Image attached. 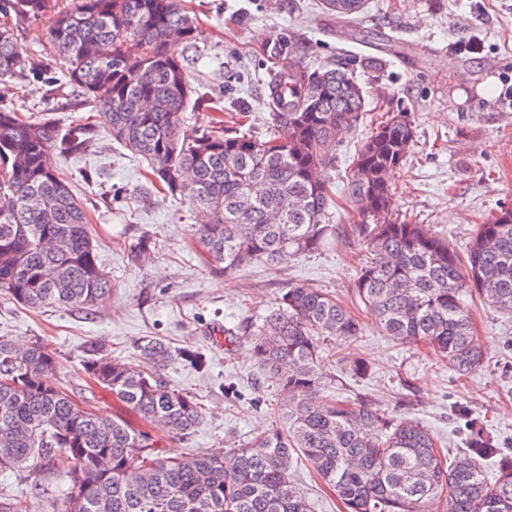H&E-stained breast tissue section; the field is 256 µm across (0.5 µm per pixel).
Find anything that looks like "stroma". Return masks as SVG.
I'll list each match as a JSON object with an SVG mask.
<instances>
[{"label":"stroma","mask_w":512,"mask_h":512,"mask_svg":"<svg viewBox=\"0 0 512 512\" xmlns=\"http://www.w3.org/2000/svg\"><path fill=\"white\" fill-rule=\"evenodd\" d=\"M69 2L55 0L54 8L32 21L11 18L22 58L55 70L47 36ZM180 5L195 17L200 32L197 43L183 51L189 81L218 98L227 126L261 138L273 134L265 98L278 45L290 46L293 58L310 67L342 57L368 91V121L340 136L338 174L349 170L369 121L402 112L416 137L406 162L390 176L400 218L427 225L462 249L484 216L512 207V0H367L359 29L397 38L404 46L400 55L358 41L321 0H180ZM0 103L19 105L36 121L45 107H53L63 133L84 117L96 128L87 151L53 161L85 208L111 291L91 310L34 311L0 294V336L49 340L61 364L55 384L96 413H111L113 402L83 372L95 347L131 359L139 341L154 337L175 351L206 347L209 358L204 370L177 359L168 367L171 383L200 402L202 415L188 437H162L160 455L237 447L279 426L281 396L257 367L248 337L218 346L207 332L258 321L283 288L304 283L335 293L364 326L360 335L332 343L321 368L329 394L418 420L451 450L463 447L473 428L512 454V317L469 301L486 359L467 375L427 349L384 336L351 292L364 245L350 229L353 208L345 197L337 199L329 247L277 267L254 262L217 276L193 239L200 214L184 199L141 200L148 166L112 141L100 108L79 101L71 88L31 75L1 84ZM144 238L152 241L151 259L133 262L130 247ZM358 363L366 365L365 374L354 373ZM292 479L313 512H344L306 461L295 463ZM70 485V476L62 473L0 471L2 497L43 503L64 498Z\"/></svg>","instance_id":"obj_1"}]
</instances>
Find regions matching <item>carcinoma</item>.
<instances>
[{
	"mask_svg": "<svg viewBox=\"0 0 512 512\" xmlns=\"http://www.w3.org/2000/svg\"><path fill=\"white\" fill-rule=\"evenodd\" d=\"M52 2L0 0V81L46 75L18 56L6 19H34ZM365 4L324 0L348 25ZM174 34L190 45L199 36L179 0H73L48 42L76 95L110 112L112 140L148 162L152 182L207 217L193 236L214 273L253 261L277 266L324 247L336 206V135L366 115L367 91L353 71L341 58L312 70L276 49L281 70L267 98L280 136L261 139L220 121L190 127V99H212L190 84ZM414 139L407 116H382L353 159L346 192L365 246L353 292L386 335L426 345L468 374L484 353L461 295L470 286L512 313V208L476 225L464 259L424 225L388 219L396 198L387 174L406 161ZM93 140L84 124L61 137L49 117L32 122L0 107V293L21 305L89 309L112 288L83 204L52 162L55 148L80 153ZM361 331L336 296L288 286L260 325L226 331L254 337V360L284 400L282 425L243 448L174 459L159 455L149 431L82 408L50 385L60 367L50 343L21 347L0 337V470L71 475L70 491L47 503L49 512H311L291 479L299 453L345 512H427L436 496L444 512H512V457L490 440L475 434L450 456L417 421L324 396L323 345ZM136 349L137 362L101 354L84 371L144 424L189 435L201 405L167 379L170 347L144 339ZM179 358L207 367L191 346ZM493 458L491 482L481 461ZM0 512L34 510L25 499L0 498Z\"/></svg>",
	"mask_w": 512,
	"mask_h": 512,
	"instance_id": "cac0c4a2",
	"label": "carcinoma"
}]
</instances>
